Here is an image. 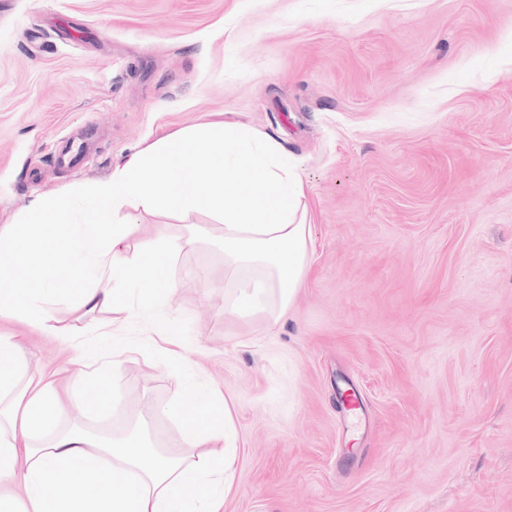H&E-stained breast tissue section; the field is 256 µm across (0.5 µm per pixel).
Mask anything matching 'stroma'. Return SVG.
<instances>
[{
  "label": "stroma",
  "mask_w": 512,
  "mask_h": 512,
  "mask_svg": "<svg viewBox=\"0 0 512 512\" xmlns=\"http://www.w3.org/2000/svg\"><path fill=\"white\" fill-rule=\"evenodd\" d=\"M512 0H0V230L115 161L229 117L299 164L311 268L274 329L225 310L222 228L191 239L140 355L98 371L112 310L57 280L63 336L0 315L101 433L172 397L145 324L175 320L182 370L239 437L222 512H512ZM81 169L55 156L89 121ZM120 401L105 416L101 389Z\"/></svg>",
  "instance_id": "obj_1"
}]
</instances>
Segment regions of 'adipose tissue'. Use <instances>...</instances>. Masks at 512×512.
Here are the masks:
<instances>
[{
	"label": "adipose tissue",
	"instance_id": "ef3b65f1",
	"mask_svg": "<svg viewBox=\"0 0 512 512\" xmlns=\"http://www.w3.org/2000/svg\"><path fill=\"white\" fill-rule=\"evenodd\" d=\"M297 168L271 134L235 121L161 138L117 162L90 199L34 203L0 233V313L26 314L57 333L46 305L63 268L78 307L125 311L134 298L141 310L157 308L175 286L172 263L185 243L147 236L134 212L163 208L220 217L227 309L277 324L312 247ZM111 213L122 222L108 224ZM137 237L149 251L133 257ZM154 419L177 423L188 455H170L151 420L127 418L107 440L68 426L53 377L29 369L20 341L0 337V512H221L238 446L227 400L180 382Z\"/></svg>",
	"mask_w": 512,
	"mask_h": 512
}]
</instances>
